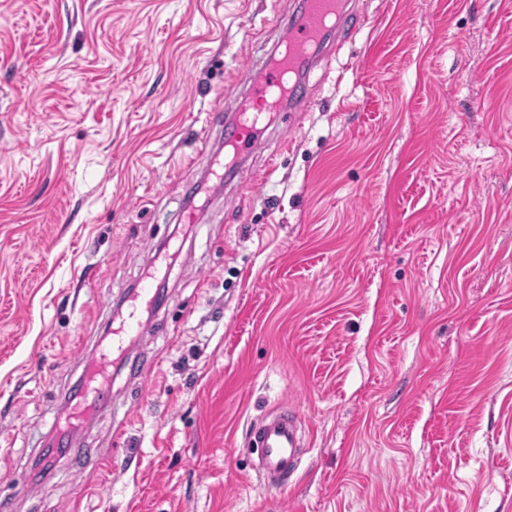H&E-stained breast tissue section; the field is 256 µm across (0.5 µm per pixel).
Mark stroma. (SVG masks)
<instances>
[{
  "label": "stroma",
  "mask_w": 512,
  "mask_h": 512,
  "mask_svg": "<svg viewBox=\"0 0 512 512\" xmlns=\"http://www.w3.org/2000/svg\"><path fill=\"white\" fill-rule=\"evenodd\" d=\"M296 3L0 0L11 512H512V0H351L355 42L212 191L207 114ZM174 243L127 350L146 378L114 371L47 468L84 359ZM284 409L304 454L269 487L249 435Z\"/></svg>",
  "instance_id": "1"
}]
</instances>
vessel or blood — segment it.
Returning a JSON list of instances; mask_svg holds the SVG:
<instances>
[{
  "label": "vessel or blood",
  "mask_w": 512,
  "mask_h": 512,
  "mask_svg": "<svg viewBox=\"0 0 512 512\" xmlns=\"http://www.w3.org/2000/svg\"><path fill=\"white\" fill-rule=\"evenodd\" d=\"M363 25L362 17L346 10L342 0H303L297 16L281 28L282 51L268 64L261 80L249 83L252 104L240 106L229 122L217 110L207 117L209 125L224 128L225 159L218 162L219 171L237 169L253 150L254 134L266 118L263 104L277 106L286 99L298 98V76L314 63L315 52L325 34L338 27L348 36ZM158 278V273H151L148 282L128 299L124 318L113 328L111 337L102 341L98 352L88 359L84 379L70 398L73 419L102 410L110 402L106 374L115 358L123 355L127 339L136 335L143 310L153 306L156 298L153 283ZM249 441L258 453L257 471L265 484H279L300 462L303 440L297 415L284 412L265 417L252 429Z\"/></svg>",
  "instance_id": "vessel-or-blood-1"
}]
</instances>
